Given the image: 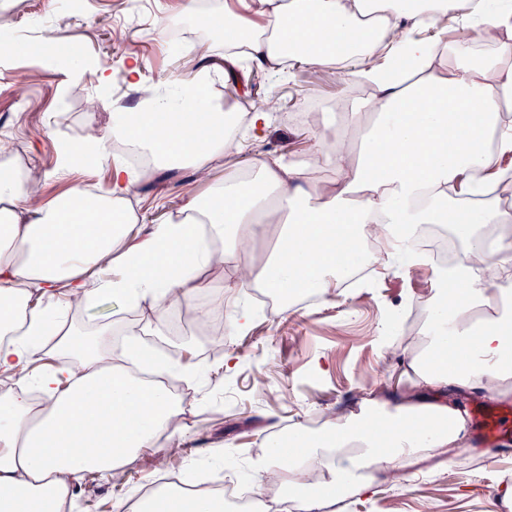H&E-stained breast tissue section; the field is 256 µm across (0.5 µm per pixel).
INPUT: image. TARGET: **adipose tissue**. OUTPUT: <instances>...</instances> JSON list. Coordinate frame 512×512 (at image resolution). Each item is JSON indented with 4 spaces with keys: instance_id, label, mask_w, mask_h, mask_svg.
Returning a JSON list of instances; mask_svg holds the SVG:
<instances>
[{
    "instance_id": "1",
    "label": "adipose tissue",
    "mask_w": 512,
    "mask_h": 512,
    "mask_svg": "<svg viewBox=\"0 0 512 512\" xmlns=\"http://www.w3.org/2000/svg\"><path fill=\"white\" fill-rule=\"evenodd\" d=\"M225 10L224 74L239 79L242 58L262 66L331 68L338 82L375 78L373 94L354 111L337 99L340 124L317 136L303 160L271 157L243 188L236 174L208 196L184 203L138 234L123 211L138 177L111 156L112 140L159 161L192 165L203 178L223 166L227 113L205 106L199 72L160 83L134 111L112 115V129H90L56 148L58 170L87 156L111 160L103 195L82 187L46 201L43 174L0 139V512H62L72 486L88 474L133 464L160 435L177 439L186 412L160 385L133 376L110 350L111 323L89 343L47 318V304L81 309L104 298L156 320L192 306L197 332L211 312L196 304L202 273L258 288L311 290L334 300L336 280L367 240H411L422 224H453L464 261L448 269L443 297L427 312L423 335L386 341L404 367L396 386L372 381L361 412L328 418L321 434L294 424L287 455H274L295 512H342L348 491L372 494L407 482L410 467L447 464L470 447L469 415L459 395L512 398V45L463 55L443 48L444 67L428 59L431 39L456 12L448 0H238ZM401 51L417 77L384 79V56ZM62 354L38 369L47 349ZM43 401L33 404L30 389ZM136 512H224V501L174 490Z\"/></svg>"
}]
</instances>
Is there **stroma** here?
<instances>
[{
	"label": "stroma",
	"instance_id": "obj_1",
	"mask_svg": "<svg viewBox=\"0 0 512 512\" xmlns=\"http://www.w3.org/2000/svg\"><path fill=\"white\" fill-rule=\"evenodd\" d=\"M131 2L20 0L11 14L12 49L0 52V137L11 139L49 172L43 188L46 198H57L75 186L109 190L111 162L58 173L55 147L60 140L82 138L90 128L103 124L113 104H135L138 91L124 80L128 64L138 66L146 84L196 68L224 73L221 35L209 34L204 48L190 53H170L169 25L192 29L202 24L197 16L182 15V0H149L143 14L120 23ZM118 27L126 31L120 42L113 39ZM55 38L62 55L49 63L40 49ZM19 71L28 75L21 86L14 79ZM246 71L234 104L247 112L276 95L277 121L263 136L248 139L243 151L226 155L223 167L212 173L216 179L269 156L306 157L313 140L295 116L307 102H332L342 95L354 107L362 100L359 94L345 92L327 69L293 67L278 80L253 64ZM104 73L111 77L106 85L99 80ZM208 188L190 165L158 168L131 196L142 233H149L152 225L181 206L187 190L202 194ZM438 283L437 272L429 266L379 269L363 285L337 288L334 301H321L290 315L256 314L251 325L233 337L220 326L211 337H196L187 309L161 324L150 323L148 312L135 315L109 299L82 310L55 309L60 325L74 330L108 321L118 337L131 325L149 322L150 339L174 365L171 377L189 407L183 435L164 459L147 448L132 466L81 483L73 491V512H124L123 505L133 493L172 472L189 474L205 468L252 484L244 449L266 447L274 432L287 431L299 419L317 429L325 416L336 411H359L372 378L393 385L402 382L403 368L382 347L380 332L411 302H429ZM230 356L237 365L228 371L224 361ZM186 362L201 367V374L183 370ZM506 472L512 474V458H496L494 443L476 437L454 462L422 469L408 485H383L370 496L349 494L347 512H429L432 503L436 512H506L495 479Z\"/></svg>",
	"mask_w": 512,
	"mask_h": 512
}]
</instances>
